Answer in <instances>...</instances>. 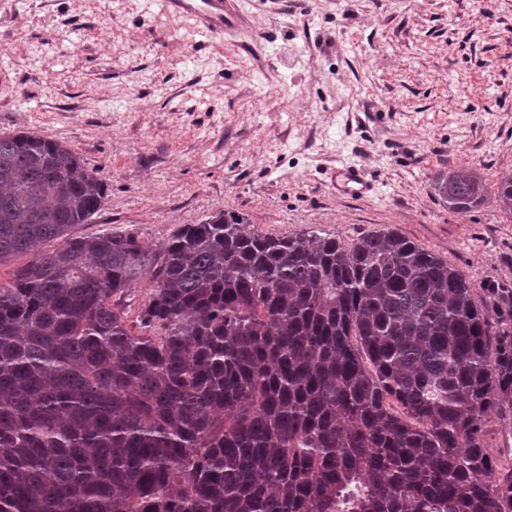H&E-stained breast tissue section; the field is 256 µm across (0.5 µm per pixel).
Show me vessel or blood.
Instances as JSON below:
<instances>
[{
    "instance_id": "obj_1",
    "label": "vessel or blood",
    "mask_w": 512,
    "mask_h": 512,
    "mask_svg": "<svg viewBox=\"0 0 512 512\" xmlns=\"http://www.w3.org/2000/svg\"><path fill=\"white\" fill-rule=\"evenodd\" d=\"M159 5L161 14L185 17L198 32L212 39L232 33L244 21L239 0H159ZM336 183L350 196L361 197L368 191L361 172L352 166L337 173Z\"/></svg>"
}]
</instances>
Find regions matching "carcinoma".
<instances>
[{
    "instance_id": "obj_1",
    "label": "carcinoma",
    "mask_w": 512,
    "mask_h": 512,
    "mask_svg": "<svg viewBox=\"0 0 512 512\" xmlns=\"http://www.w3.org/2000/svg\"><path fill=\"white\" fill-rule=\"evenodd\" d=\"M433 190L512 218L511 173ZM105 198L67 144L0 133V263L32 257L0 284V512H512L485 429L512 414V286L226 210L155 250L69 235Z\"/></svg>"
}]
</instances>
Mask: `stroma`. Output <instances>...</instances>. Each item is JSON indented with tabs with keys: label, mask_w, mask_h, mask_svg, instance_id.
<instances>
[{
	"label": "stroma",
	"mask_w": 512,
	"mask_h": 512,
	"mask_svg": "<svg viewBox=\"0 0 512 512\" xmlns=\"http://www.w3.org/2000/svg\"><path fill=\"white\" fill-rule=\"evenodd\" d=\"M223 43L152 0H0V132L64 142L106 188L75 236L151 247L221 210L274 236L393 230L473 283L512 285L495 198L431 183L512 172V0H241ZM367 197L330 182L342 165ZM492 187L499 208L512 218V174L502 175L488 185L473 171L453 170L438 173L433 181V190L437 199L448 210L455 213H467L481 206Z\"/></svg>",
	"instance_id": "obj_1"
}]
</instances>
